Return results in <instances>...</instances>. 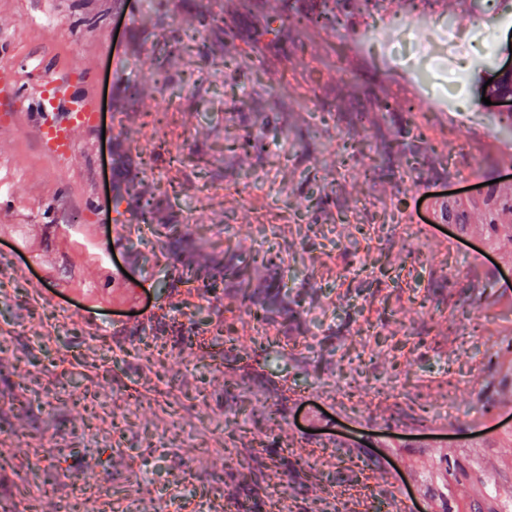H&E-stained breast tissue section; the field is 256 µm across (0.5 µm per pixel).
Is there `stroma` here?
<instances>
[{
  "mask_svg": "<svg viewBox=\"0 0 512 512\" xmlns=\"http://www.w3.org/2000/svg\"><path fill=\"white\" fill-rule=\"evenodd\" d=\"M275 6L0 0V512H512V121L434 52L512 0ZM323 2V6H322V10L316 12V13H311V14H305V15H300L298 12H294L292 15L289 14V11L288 10V14L284 17H282V14L277 11V15L278 17L280 18V20L284 21V20H293V21H296L297 23H305V25H313V26H317V27H322V28H326L328 27V25H330L331 23H333V19L330 15V12L327 11V0H322ZM45 71V81L38 94L42 97L48 91L54 99L52 109H60V119L54 122L39 125L37 135L40 144L47 150L48 154L59 162L68 159L75 149L72 132L77 127L92 126L97 119L96 112L87 98L75 95L70 92V80L66 76L49 75Z\"/></svg>",
  "mask_w": 512,
  "mask_h": 512,
  "instance_id": "35a3bbf8",
  "label": "stroma"
}]
</instances>
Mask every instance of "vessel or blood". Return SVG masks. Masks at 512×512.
<instances>
[{"instance_id": "1", "label": "vessel or blood", "mask_w": 512, "mask_h": 512, "mask_svg": "<svg viewBox=\"0 0 512 512\" xmlns=\"http://www.w3.org/2000/svg\"><path fill=\"white\" fill-rule=\"evenodd\" d=\"M48 87L54 99V106L61 111L58 120L38 126L37 135L48 154L58 161H65L75 149L72 132L78 127L92 126L97 114L87 98L70 91V81L65 76H46Z\"/></svg>"}]
</instances>
